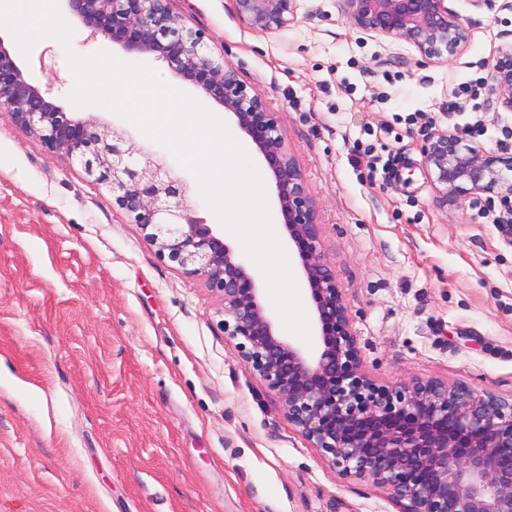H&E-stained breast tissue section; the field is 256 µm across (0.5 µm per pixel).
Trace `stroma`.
Here are the masks:
<instances>
[{
	"label": "stroma",
	"mask_w": 512,
	"mask_h": 512,
	"mask_svg": "<svg viewBox=\"0 0 512 512\" xmlns=\"http://www.w3.org/2000/svg\"><path fill=\"white\" fill-rule=\"evenodd\" d=\"M470 39L451 61L362 31L341 0H302L262 35L233 0H168L279 118L310 188L321 248L363 367L385 384L464 383L512 398V228L497 194L443 202L423 147L512 156V111L483 78L512 43V0H445ZM50 51V69L40 55ZM66 49L20 64L70 115ZM476 100H464L467 88ZM465 101L460 112L449 102ZM222 301L161 259L66 157L0 111V512H398L386 489L341 479L225 336Z\"/></svg>",
	"instance_id": "35a3bbf8"
}]
</instances>
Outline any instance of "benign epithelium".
Wrapping results in <instances>:
<instances>
[{
  "mask_svg": "<svg viewBox=\"0 0 512 512\" xmlns=\"http://www.w3.org/2000/svg\"><path fill=\"white\" fill-rule=\"evenodd\" d=\"M87 38L164 63L231 112L273 173L279 211L305 274L319 329L309 354L285 340L262 302L263 288L239 255L190 205L191 187L127 129L74 118L25 75L0 36V110L42 150L63 154L103 185L145 232L162 259L205 279L222 300L224 334L280 399L283 416L343 478L390 492L402 512H512V401L458 383L379 384L363 370L351 315L321 252L322 225L311 191L288 153L279 118L246 87L205 32L186 27L167 0H64ZM240 20L276 34L297 18L301 0H234ZM355 27L405 42L428 60H450L469 25L445 0H345ZM491 89L512 110V44L491 64ZM426 167L448 201L472 192L512 194V157L467 146L438 130Z\"/></svg>",
  "mask_w": 512,
  "mask_h": 512,
  "instance_id": "1",
  "label": "benign epithelium"
}]
</instances>
